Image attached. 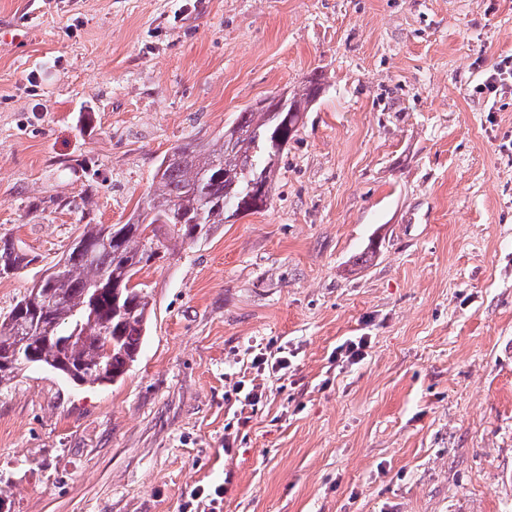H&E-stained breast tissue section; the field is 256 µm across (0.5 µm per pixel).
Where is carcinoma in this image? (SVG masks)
<instances>
[{"instance_id": "obj_1", "label": "carcinoma", "mask_w": 512, "mask_h": 512, "mask_svg": "<svg viewBox=\"0 0 512 512\" xmlns=\"http://www.w3.org/2000/svg\"><path fill=\"white\" fill-rule=\"evenodd\" d=\"M322 89L317 74L280 101L239 113L235 122L207 142H184L158 161L147 208L125 224L85 221L65 257L62 273L44 270L10 311L0 318V385L36 368L69 371L81 384L121 380L137 360L150 316L149 300L135 275L159 258L158 227L182 243L208 238L233 215L257 212V195L270 199L274 176L303 113ZM291 115L278 128L273 113ZM36 257L11 238H0L1 271H19Z\"/></svg>"}]
</instances>
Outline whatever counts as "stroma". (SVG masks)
Wrapping results in <instances>:
<instances>
[{
  "instance_id": "obj_1",
  "label": "stroma",
  "mask_w": 512,
  "mask_h": 512,
  "mask_svg": "<svg viewBox=\"0 0 512 512\" xmlns=\"http://www.w3.org/2000/svg\"><path fill=\"white\" fill-rule=\"evenodd\" d=\"M510 56L512 0H0V237L43 264L58 200L127 223L168 149L324 81L264 210L161 238L121 381L0 388V512H512ZM510 81L512 79V63L511 61H506L503 64H500L493 73H491L481 84V92L485 93L486 96L491 97L494 95L496 97L497 92L502 89L504 85H506L508 79Z\"/></svg>"
}]
</instances>
